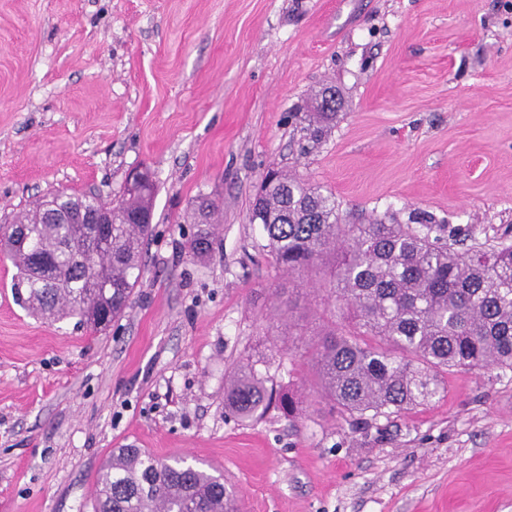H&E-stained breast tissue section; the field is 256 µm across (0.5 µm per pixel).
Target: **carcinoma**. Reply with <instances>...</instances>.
<instances>
[{"label": "carcinoma", "instance_id": "carcinoma-1", "mask_svg": "<svg viewBox=\"0 0 512 512\" xmlns=\"http://www.w3.org/2000/svg\"><path fill=\"white\" fill-rule=\"evenodd\" d=\"M311 137L336 119V92L324 89L309 113ZM119 204L124 219L112 237L76 212L81 203L59 194L58 206L40 201L22 219L36 247L50 259L40 269L29 245L0 228V254L17 269L12 288L36 314L78 318L98 331L91 311L121 316L141 277L139 248L151 232L155 182ZM218 206L206 197L195 223L210 224ZM251 221L262 226L275 263L288 272L330 267L323 287L349 319L307 345L320 390L362 422L422 405L440 394L449 368L512 369V246L453 247L457 234L443 224H343L332 194L305 180L272 172L254 198ZM212 233L198 230L188 254L210 251ZM273 389L243 363L225 380L224 408L242 419L265 413ZM94 512H221L237 497L224 475L161 460L144 448L112 451L101 470Z\"/></svg>", "mask_w": 512, "mask_h": 512}]
</instances>
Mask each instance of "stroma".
Returning <instances> with one entry per match:
<instances>
[{
  "instance_id": "stroma-1",
  "label": "stroma",
  "mask_w": 512,
  "mask_h": 512,
  "mask_svg": "<svg viewBox=\"0 0 512 512\" xmlns=\"http://www.w3.org/2000/svg\"><path fill=\"white\" fill-rule=\"evenodd\" d=\"M326 86L342 104L314 141ZM141 166L153 232L106 331L29 314L0 261V512H93L128 444L219 466L243 512H512V369H450L433 401L357 423L304 356L326 291L249 216L274 168L346 224L512 244V0H0V225L58 191L120 202ZM243 362L299 414L226 413Z\"/></svg>"
}]
</instances>
